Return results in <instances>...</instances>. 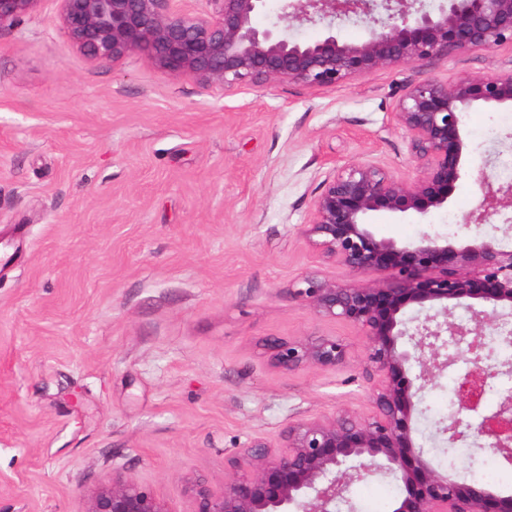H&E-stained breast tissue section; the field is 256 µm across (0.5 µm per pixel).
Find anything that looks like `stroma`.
I'll return each mask as SVG.
<instances>
[{"mask_svg": "<svg viewBox=\"0 0 512 512\" xmlns=\"http://www.w3.org/2000/svg\"><path fill=\"white\" fill-rule=\"evenodd\" d=\"M512 68V46L355 77L205 88L133 55L88 60L56 0L0 30V512H83L120 469L187 512L185 480L212 488L256 437L372 410L364 341L290 293L324 261L302 231L336 167L419 171L393 114L406 88ZM465 162L512 153V108L461 115ZM473 179L425 218L380 210L378 237L456 240ZM333 336L340 369L274 368L268 339ZM455 370L420 395L414 443L454 481L512 492V464L470 448L448 468L436 435ZM403 487L353 482L343 512H392Z\"/></svg>", "mask_w": 512, "mask_h": 512, "instance_id": "1", "label": "stroma"}]
</instances>
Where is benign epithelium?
I'll list each match as a JSON object with an SVG mask.
<instances>
[{"label": "benign epithelium", "instance_id": "7a95c632", "mask_svg": "<svg viewBox=\"0 0 512 512\" xmlns=\"http://www.w3.org/2000/svg\"><path fill=\"white\" fill-rule=\"evenodd\" d=\"M41 0H0V30L32 15ZM61 26L73 47L90 60L117 63L144 54L172 78L193 77L203 87H263L288 81L309 87L342 85L388 70L512 44V0H288L280 19L326 24L311 43L261 30L254 17L265 0H205L188 13L179 0H57ZM363 26L366 37L345 42L336 22ZM512 107V69L455 80L426 79L408 87L396 123L405 131L420 174L404 181L378 166L356 161L336 168L313 203L303 236L319 256L346 267L351 280L307 275L292 294L315 314L352 324L364 338L366 373L373 381V411L300 421L278 440L255 438L228 460L224 483L214 489L188 484V512H336L351 483L374 474L400 479L407 495L393 512H512V494L477 489L448 478L415 452L413 415L418 395L437 372L458 359L455 408L438 422L448 447L474 444L512 461V390L486 404V337L512 307V249L493 236L451 244L424 235L410 245L378 238L367 222L379 210L421 216L448 205L458 181L469 175L459 114L474 107ZM481 196L463 224H511L512 181L481 171ZM374 271L388 282L369 278ZM416 304L424 318L405 319ZM464 350L448 356L447 338ZM408 338L411 346H398ZM270 363L283 370L336 369L347 351L329 336L273 339L264 344ZM417 364L414 379L406 365ZM84 512H177L172 503L121 471L85 496Z\"/></svg>", "mask_w": 512, "mask_h": 512}]
</instances>
